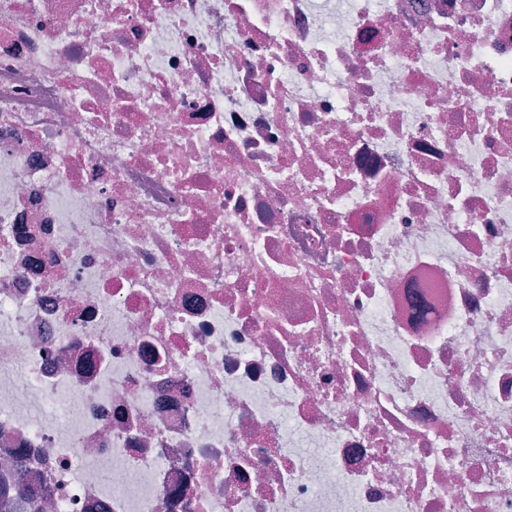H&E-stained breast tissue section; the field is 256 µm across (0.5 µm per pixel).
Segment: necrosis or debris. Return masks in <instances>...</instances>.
I'll return each mask as SVG.
<instances>
[{"label": "necrosis or debris", "instance_id": "obj_1", "mask_svg": "<svg viewBox=\"0 0 512 512\" xmlns=\"http://www.w3.org/2000/svg\"><path fill=\"white\" fill-rule=\"evenodd\" d=\"M18 457L46 512H512V0H0Z\"/></svg>", "mask_w": 512, "mask_h": 512}]
</instances>
